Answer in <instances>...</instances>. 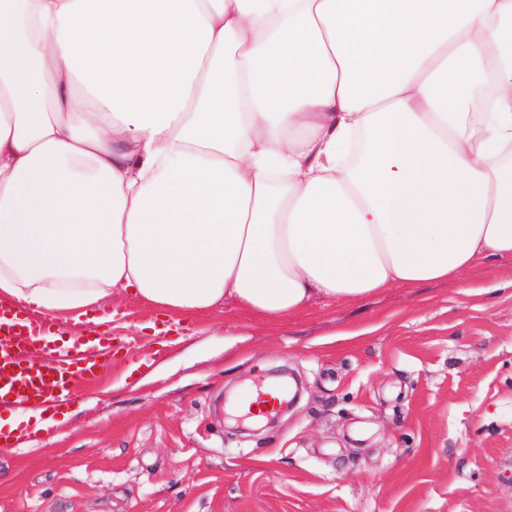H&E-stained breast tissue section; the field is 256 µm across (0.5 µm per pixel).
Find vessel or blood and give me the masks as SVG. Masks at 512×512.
Segmentation results:
<instances>
[{"label": "vessel or blood", "instance_id": "1", "mask_svg": "<svg viewBox=\"0 0 512 512\" xmlns=\"http://www.w3.org/2000/svg\"><path fill=\"white\" fill-rule=\"evenodd\" d=\"M83 342L41 312L0 303V405L42 407L52 416L75 401L118 353L107 334L91 347Z\"/></svg>", "mask_w": 512, "mask_h": 512}]
</instances>
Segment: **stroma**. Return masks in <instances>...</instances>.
Wrapping results in <instances>:
<instances>
[{"mask_svg":"<svg viewBox=\"0 0 512 512\" xmlns=\"http://www.w3.org/2000/svg\"><path fill=\"white\" fill-rule=\"evenodd\" d=\"M108 309L124 352L0 447V512H512L511 256L280 321L116 289L63 326L96 335ZM279 369L300 397L243 430L236 401Z\"/></svg>","mask_w":512,"mask_h":512,"instance_id":"35a3bbf8","label":"stroma"}]
</instances>
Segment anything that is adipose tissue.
Segmentation results:
<instances>
[{"label":"adipose tissue","instance_id":"ef3b65f1","mask_svg":"<svg viewBox=\"0 0 512 512\" xmlns=\"http://www.w3.org/2000/svg\"><path fill=\"white\" fill-rule=\"evenodd\" d=\"M509 149L512 0H0V302L448 279L512 256Z\"/></svg>","mask_w":512,"mask_h":512}]
</instances>
